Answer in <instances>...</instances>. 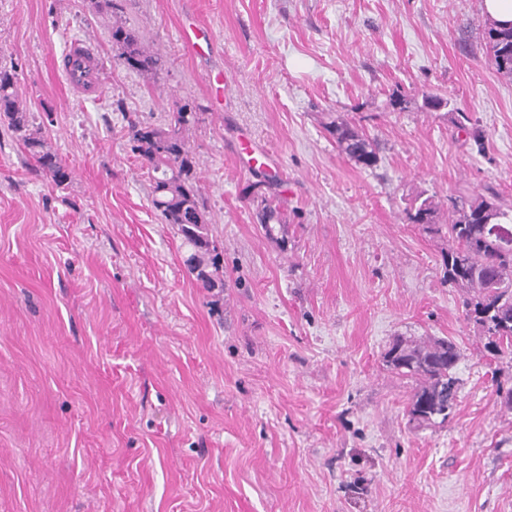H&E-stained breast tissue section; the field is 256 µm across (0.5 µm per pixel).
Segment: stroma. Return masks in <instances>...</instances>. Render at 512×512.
Instances as JSON below:
<instances>
[{
    "mask_svg": "<svg viewBox=\"0 0 512 512\" xmlns=\"http://www.w3.org/2000/svg\"><path fill=\"white\" fill-rule=\"evenodd\" d=\"M117 3L0 0V63L71 170L56 187L0 122V512H512V360L443 282L447 235L404 221L419 195L512 208V76L481 0ZM190 21L208 49L181 40ZM115 24L157 77L118 58ZM74 40L104 60L85 100L60 70ZM396 93L449 106L398 112ZM176 103L196 117L218 301L128 141V119ZM334 119L377 141V166L338 153ZM434 337L460 345L461 390L424 427L383 355ZM112 45L119 51V58L131 69L155 75L162 67L160 58L149 52L138 33L123 25L111 28Z\"/></svg>",
    "mask_w": 512,
    "mask_h": 512,
    "instance_id": "stroma-1",
    "label": "stroma"
}]
</instances>
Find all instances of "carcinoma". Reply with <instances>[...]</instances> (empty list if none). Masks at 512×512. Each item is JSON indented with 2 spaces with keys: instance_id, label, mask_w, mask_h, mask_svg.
Segmentation results:
<instances>
[{
  "instance_id": "1",
  "label": "carcinoma",
  "mask_w": 512,
  "mask_h": 512,
  "mask_svg": "<svg viewBox=\"0 0 512 512\" xmlns=\"http://www.w3.org/2000/svg\"><path fill=\"white\" fill-rule=\"evenodd\" d=\"M112 45L119 58L131 69L155 75L162 67L160 58L149 52L138 33L123 25L111 28ZM487 44L497 72L512 76V24L489 23ZM189 112L177 105L159 124L128 120L127 135L131 150L140 157L153 181L151 203L164 222L177 229L190 252L187 265L195 281L212 295L224 291V267L210 235L206 205L196 188L197 160L186 138L191 119L182 118L175 135H170L174 116ZM22 141L38 170L55 186H64L71 171L47 144L41 129L30 122L20 100L15 66L0 64V121ZM326 130L336 150L357 165L371 169L379 162V148L355 125L332 120ZM404 221L422 229L448 235L444 256L443 280L462 292L465 319L479 328L485 347L495 355L512 356V248L502 242L512 239V214L492 198L448 197V223H439L441 205L426 197L404 210ZM260 223L272 236L284 227L277 207L263 206ZM461 358L459 344L451 338L413 343L393 342L384 353L383 364L408 376L414 387L408 398L410 420L420 425L442 426L456 407L458 379L454 371Z\"/></svg>"
}]
</instances>
